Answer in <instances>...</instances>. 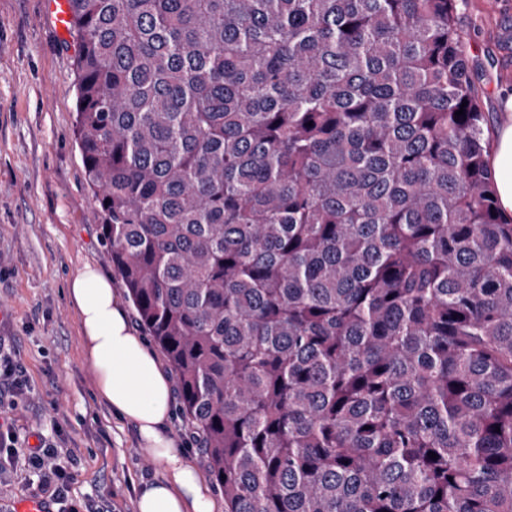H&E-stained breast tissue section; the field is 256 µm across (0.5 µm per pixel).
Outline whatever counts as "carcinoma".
<instances>
[{
	"instance_id": "carcinoma-1",
	"label": "carcinoma",
	"mask_w": 512,
	"mask_h": 512,
	"mask_svg": "<svg viewBox=\"0 0 512 512\" xmlns=\"http://www.w3.org/2000/svg\"><path fill=\"white\" fill-rule=\"evenodd\" d=\"M464 2L71 0L100 237L224 512H512Z\"/></svg>"
}]
</instances>
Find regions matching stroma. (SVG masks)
<instances>
[{
  "label": "stroma",
  "instance_id": "obj_1",
  "mask_svg": "<svg viewBox=\"0 0 512 512\" xmlns=\"http://www.w3.org/2000/svg\"><path fill=\"white\" fill-rule=\"evenodd\" d=\"M469 62L489 125L512 96V0H467ZM77 46L50 0H0V356L18 363L25 392L0 393V432L18 447L58 448L76 460L54 512H135L137 491L161 468L132 425L99 399L67 282L86 262L134 307L99 235L100 213L74 136ZM51 499L25 459L0 468V512Z\"/></svg>",
  "mask_w": 512,
  "mask_h": 512
}]
</instances>
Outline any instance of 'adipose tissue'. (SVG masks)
<instances>
[{
  "label": "adipose tissue",
  "mask_w": 512,
  "mask_h": 512,
  "mask_svg": "<svg viewBox=\"0 0 512 512\" xmlns=\"http://www.w3.org/2000/svg\"><path fill=\"white\" fill-rule=\"evenodd\" d=\"M505 109V120L495 128L491 165L499 207L512 215V99ZM67 289L78 311L99 398L133 425L139 446L162 469L159 479L138 491L136 512H217L215 500L170 433L169 379L132 328L111 278L87 263L70 278Z\"/></svg>",
  "instance_id": "obj_1"
}]
</instances>
